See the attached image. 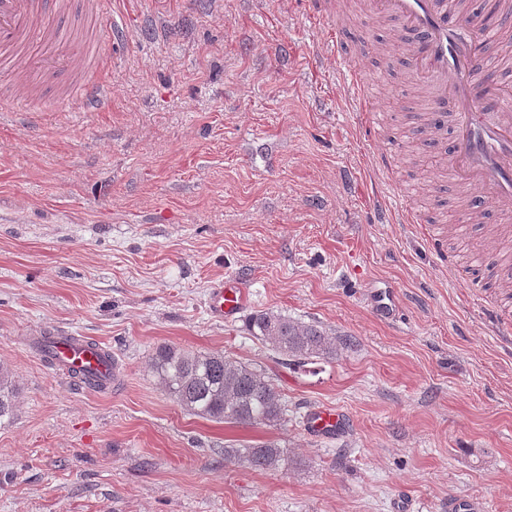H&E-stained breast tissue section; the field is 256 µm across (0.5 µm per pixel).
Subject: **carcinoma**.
Instances as JSON below:
<instances>
[{
  "instance_id": "obj_1",
  "label": "carcinoma",
  "mask_w": 512,
  "mask_h": 512,
  "mask_svg": "<svg viewBox=\"0 0 512 512\" xmlns=\"http://www.w3.org/2000/svg\"><path fill=\"white\" fill-rule=\"evenodd\" d=\"M251 335L271 341L288 360L336 359V339L319 326L267 311L249 322ZM150 370L167 394L189 413L226 423L277 426L288 421V403L274 383L251 365L219 352H198L175 345L156 349ZM18 389L9 368L0 365V424L11 419ZM224 457L262 469L292 466L288 448L275 443L224 449Z\"/></svg>"
}]
</instances>
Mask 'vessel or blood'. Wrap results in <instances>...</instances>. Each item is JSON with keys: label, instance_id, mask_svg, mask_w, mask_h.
<instances>
[{"label": "vessel or blood", "instance_id": "obj_1", "mask_svg": "<svg viewBox=\"0 0 512 512\" xmlns=\"http://www.w3.org/2000/svg\"><path fill=\"white\" fill-rule=\"evenodd\" d=\"M66 0H0V71L18 66L39 72L45 67L32 49L68 41L63 29L47 22L48 8ZM367 12L394 20L412 49L415 77L429 97L428 120L451 123L452 146L445 165L459 184L476 190L501 215L512 218V88L490 91V111L477 104L478 72L485 62L484 47L491 25L474 24L464 0H365ZM108 95L103 68H95L71 85L66 104L76 112L98 109ZM246 290L237 280L218 282L208 296L210 315L218 320L239 313ZM49 358L67 376L93 369L109 382L111 371L95 354L57 337ZM343 420L334 410L316 407L307 415L305 427L315 437L334 434Z\"/></svg>", "mask_w": 512, "mask_h": 512}]
</instances>
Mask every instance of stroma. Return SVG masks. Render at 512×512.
Returning <instances> with one entry per match:
<instances>
[{"instance_id": "35a3bbf8", "label": "stroma", "mask_w": 512, "mask_h": 512, "mask_svg": "<svg viewBox=\"0 0 512 512\" xmlns=\"http://www.w3.org/2000/svg\"><path fill=\"white\" fill-rule=\"evenodd\" d=\"M112 18L130 38L100 109L68 111L63 69L44 72L37 111L0 112V364L20 389L0 424V512H448L453 496L512 512V338L482 318L512 313V238H493L495 211L463 223L396 24L361 0L326 19L309 0H112ZM334 47L377 103L378 142ZM379 149L415 223L382 217ZM231 277L248 301L220 322L205 299ZM384 282L392 322L367 302ZM266 311L336 336L335 361L294 365L255 339ZM64 333L110 350L118 383L89 388L31 347ZM164 344L252 364L287 422L185 411L149 369ZM314 406L343 427L310 436ZM265 442L299 466L224 456Z\"/></svg>"}]
</instances>
